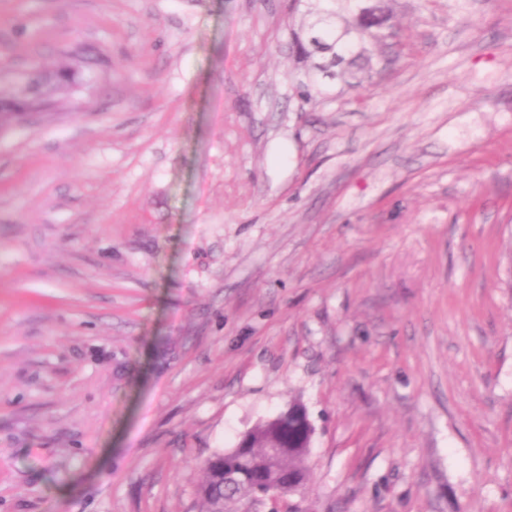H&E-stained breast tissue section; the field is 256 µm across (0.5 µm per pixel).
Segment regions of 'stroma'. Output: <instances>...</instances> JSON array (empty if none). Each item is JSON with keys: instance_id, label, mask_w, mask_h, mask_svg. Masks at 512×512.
I'll list each match as a JSON object with an SVG mask.
<instances>
[{"instance_id": "stroma-1", "label": "stroma", "mask_w": 512, "mask_h": 512, "mask_svg": "<svg viewBox=\"0 0 512 512\" xmlns=\"http://www.w3.org/2000/svg\"><path fill=\"white\" fill-rule=\"evenodd\" d=\"M296 95L288 0H0V512H199L300 400L295 512H512V0H388ZM36 86V94L30 98L21 100V97L18 95V89L15 90H2L0 89V101L3 104V107L0 112V130L9 126L12 122L22 118L21 112H13L9 108V105L15 101L20 102L21 106L31 112L39 111L43 108L49 106L48 99L46 98V93L42 90V85L37 83Z\"/></svg>"}]
</instances>
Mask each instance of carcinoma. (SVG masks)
I'll list each match as a JSON object with an SVG mask.
<instances>
[{
  "mask_svg": "<svg viewBox=\"0 0 512 512\" xmlns=\"http://www.w3.org/2000/svg\"><path fill=\"white\" fill-rule=\"evenodd\" d=\"M304 2L306 19L300 28L291 29V44L295 59L303 65L297 92L306 103L326 95L324 80L335 78L326 65H335L345 54L353 63L368 62L379 52L390 15L373 0H368L362 17L353 11L354 0H290V10L299 11ZM318 56L328 64L314 62ZM15 101L31 112L49 106L39 83L36 94L24 100L16 89H0V130L22 118V113L9 108ZM314 434L306 407L291 401L277 416L247 432L244 447L214 453L200 465V512H253L262 495L282 499L303 494L312 477Z\"/></svg>",
  "mask_w": 512,
  "mask_h": 512,
  "instance_id": "1",
  "label": "carcinoma"
}]
</instances>
